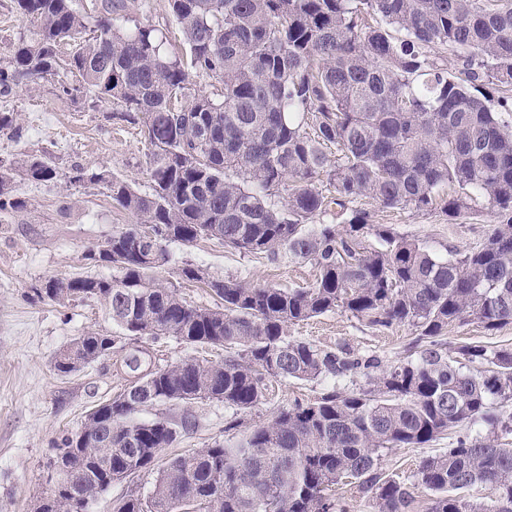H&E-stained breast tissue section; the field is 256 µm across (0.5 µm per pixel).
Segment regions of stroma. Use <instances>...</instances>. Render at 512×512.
I'll return each instance as SVG.
<instances>
[{
  "label": "stroma",
  "instance_id": "obj_1",
  "mask_svg": "<svg viewBox=\"0 0 512 512\" xmlns=\"http://www.w3.org/2000/svg\"><path fill=\"white\" fill-rule=\"evenodd\" d=\"M34 26L21 19L13 0H0V63L8 50L29 39ZM58 75L24 80L11 92L0 93V112L18 115L20 133L0 132V161L21 166L31 155L44 157L61 174L51 183L17 179L15 190L25 200L23 209L0 214V512H35L43 495L46 466L62 448L65 438L79 432L88 412L123 391L129 376L120 353L94 362L68 375L54 369L57 354L88 332L117 334L105 309L96 301H74L61 307L34 299L33 290L54 275L115 277L116 268L87 260L86 253L109 237L113 229L132 224V217L112 202L103 185L66 186L63 175L80 166L106 176H117L139 191L149 189L148 147L137 125L114 118L108 105L93 92L66 96L59 91ZM360 207L373 220L400 235L425 243L437 255L478 249L496 219L481 212L458 219L411 209H386L363 199ZM169 264L155 276L178 284L187 301L215 306L209 288L179 279L178 265L190 263L215 277H234L251 284L282 288L304 287L315 279L307 263L282 256L243 255L223 245L201 240L190 247L169 245ZM290 338L320 347H343L362 357L377 358L389 368L408 356L414 337L410 326H369L352 314L335 311L292 326ZM449 354L469 342L512 348V323L489 331L469 322L449 328L445 337ZM324 380L293 382L268 379L265 400L236 412L215 400L189 405L156 404L140 410L138 419L159 415L189 418L166 456L188 453L216 441L241 439L254 426L266 422L277 409L294 400L309 401L327 388ZM234 430H227L229 422ZM444 439L422 448H395L383 452L378 469L406 483L422 458L447 448Z\"/></svg>",
  "mask_w": 512,
  "mask_h": 512
}]
</instances>
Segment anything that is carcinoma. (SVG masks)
<instances>
[{
  "instance_id": "obj_1",
  "label": "carcinoma",
  "mask_w": 512,
  "mask_h": 512,
  "mask_svg": "<svg viewBox=\"0 0 512 512\" xmlns=\"http://www.w3.org/2000/svg\"><path fill=\"white\" fill-rule=\"evenodd\" d=\"M13 2L36 31L0 66V86L57 74L58 48L71 44L78 83H60L62 93L93 90L141 125L150 155L147 193L81 167L65 180L106 184L154 240L118 228L106 261L120 276H53L34 289L58 305L95 300L122 331L80 336L55 362L68 374L118 349L130 374L87 417L95 453L77 433L60 449L82 502L155 470L149 495L119 498L113 512H345L327 495L342 479L372 494L376 512H409L412 486L377 473L381 453L450 435V448L415 474L432 493L430 512H512V448L490 437L512 427L501 412L512 401V349L466 343L450 360L442 343L455 324L512 323V126L500 117L512 112V93L478 96L487 81L512 89V0H169L183 51L150 24L126 26L123 0H100L92 15L72 0ZM450 52L463 62L458 77L437 63ZM196 78L220 80V97L191 92ZM22 173L60 178L33 155ZM14 181L15 169L0 163L2 213L25 205ZM362 198L450 218L486 210L497 224L480 249L440 257L373 223L354 206ZM333 211L346 221H321ZM200 240L285 253L311 264L315 282L255 286L187 263L181 278L220 300L193 305L150 273L168 262L167 244ZM339 309L379 328L411 326L416 358L373 375V358L288 338L291 326ZM160 336L222 347L224 360L159 367L146 347L126 349L131 338ZM361 372L367 388L334 386L274 412L236 444L162 466L160 449L187 422L135 418L147 406L205 399L244 412L264 400L269 377L339 382ZM478 486L491 505L469 496ZM36 512L78 510L49 492Z\"/></svg>"
}]
</instances>
